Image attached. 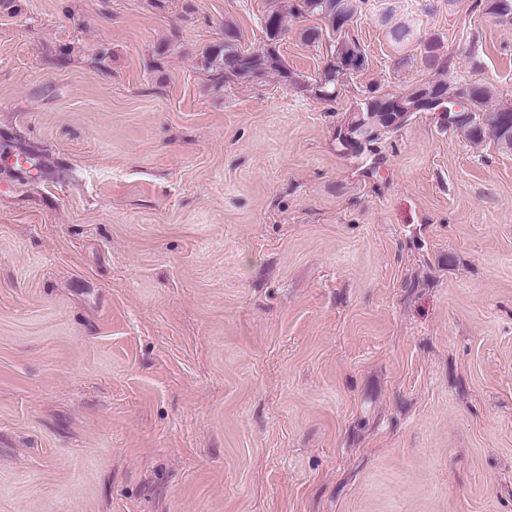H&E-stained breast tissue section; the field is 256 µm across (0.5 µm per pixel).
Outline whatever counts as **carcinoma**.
<instances>
[{"mask_svg": "<svg viewBox=\"0 0 512 512\" xmlns=\"http://www.w3.org/2000/svg\"><path fill=\"white\" fill-rule=\"evenodd\" d=\"M367 0H293L290 14L296 17L316 16L324 21V27L303 30L302 37L309 44H321L328 40L326 59L317 78L315 94L322 99L335 97L339 86L362 71L367 57L359 42L340 27L353 22ZM486 13L493 15L502 24L512 25V0H485ZM267 47L250 51L240 44L236 27H224V43L216 45L204 54L203 67L212 72L215 84L226 80H244L278 74L283 81L291 80L288 66L278 51L279 41L286 32L285 17L279 7L269 6L263 17ZM391 40L402 46L414 35L413 20H404L389 29ZM417 65L428 72L446 73L452 66V55L441 38L431 36L421 42L419 58L405 55L393 60V68L404 69ZM494 93L483 83H457L444 80H429L409 87L402 93L382 92L371 88L356 102L347 124L339 130L338 139L347 145L362 147L378 140L387 133L386 116L391 112H433L428 105L433 98L444 99L448 122L466 130L469 141L481 144L493 141L504 150H512V104L492 103ZM460 111H454L455 107ZM381 119L377 127H365L361 120L369 115Z\"/></svg>", "mask_w": 512, "mask_h": 512, "instance_id": "carcinoma-1", "label": "carcinoma"}]
</instances>
